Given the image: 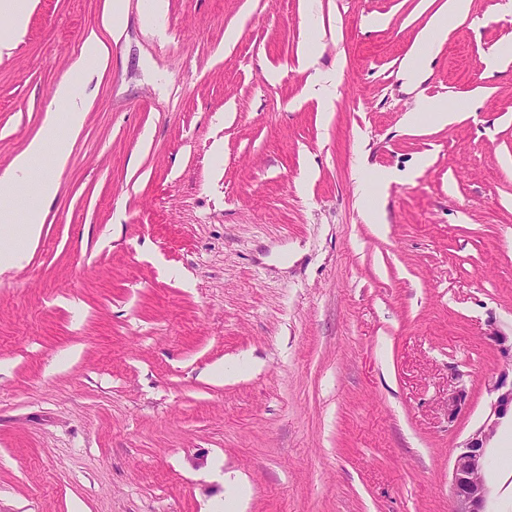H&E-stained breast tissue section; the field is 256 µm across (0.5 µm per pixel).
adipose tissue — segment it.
Returning <instances> with one entry per match:
<instances>
[{
    "instance_id": "ef3b65f1",
    "label": "adipose tissue",
    "mask_w": 512,
    "mask_h": 512,
    "mask_svg": "<svg viewBox=\"0 0 512 512\" xmlns=\"http://www.w3.org/2000/svg\"><path fill=\"white\" fill-rule=\"evenodd\" d=\"M469 0H448L447 8L438 11L424 29L406 63L408 78H416L418 59L433 56L448 36V30L461 16L467 14ZM57 104L65 107V114L47 112L42 134L32 138L18 153L4 172L0 173V197L30 192L31 199L22 213L0 210V267L13 266L24 250L40 236L44 224V204L53 199L59 189L50 175L36 174L35 159L46 156L52 168L67 164L75 137L81 132L88 112L87 99L79 94L69 81H61L55 91Z\"/></svg>"
}]
</instances>
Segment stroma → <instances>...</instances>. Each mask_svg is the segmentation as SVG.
Here are the masks:
<instances>
[{"mask_svg":"<svg viewBox=\"0 0 512 512\" xmlns=\"http://www.w3.org/2000/svg\"><path fill=\"white\" fill-rule=\"evenodd\" d=\"M31 5L20 39L0 16V171L60 81L90 107L0 273V512H203L229 471L245 512H451L512 370V0H471L414 83L448 0H167L158 28L148 0ZM92 34L110 62L74 70ZM362 170L392 177L382 223ZM469 0H449L448 8L438 11L432 18L429 26L424 29L416 42L408 61L405 71L408 79L417 77L420 67L416 59L424 60L433 56L441 47L448 36V28L461 16L467 14Z\"/></svg>","mask_w":512,"mask_h":512,"instance_id":"35a3bbf8","label":"stroma"}]
</instances>
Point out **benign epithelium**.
I'll return each instance as SVG.
<instances>
[{"label":"benign epithelium","instance_id":"obj_1","mask_svg":"<svg viewBox=\"0 0 512 512\" xmlns=\"http://www.w3.org/2000/svg\"><path fill=\"white\" fill-rule=\"evenodd\" d=\"M494 394L483 424L459 447L453 461L450 490L453 512H485L488 493L484 478L487 442L493 437L501 419L512 413V381L503 373L489 388ZM465 388H459L448 399V422H454L465 404Z\"/></svg>","mask_w":512,"mask_h":512}]
</instances>
